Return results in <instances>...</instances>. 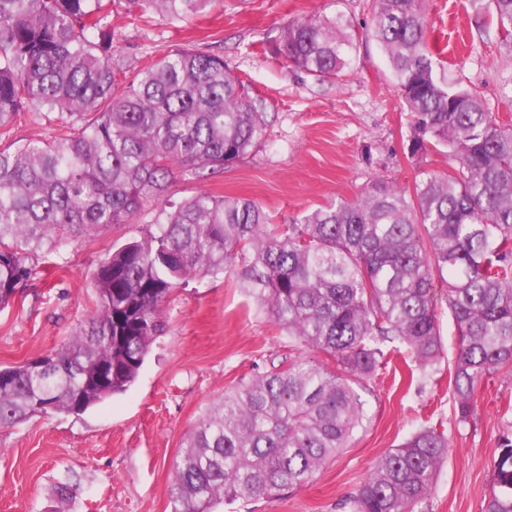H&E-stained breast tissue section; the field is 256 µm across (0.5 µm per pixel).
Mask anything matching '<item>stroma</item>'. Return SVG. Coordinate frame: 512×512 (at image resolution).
Segmentation results:
<instances>
[{
	"instance_id": "35a3bbf8",
	"label": "stroma",
	"mask_w": 512,
	"mask_h": 512,
	"mask_svg": "<svg viewBox=\"0 0 512 512\" xmlns=\"http://www.w3.org/2000/svg\"><path fill=\"white\" fill-rule=\"evenodd\" d=\"M424 10L439 70L512 125V51L500 43L490 0H424ZM339 13L359 34L353 68L343 80L318 81L284 56L281 33L293 20ZM369 22L367 0H224L185 22L118 8L112 53L126 75L179 47L216 54L275 115L257 147L223 173L204 180L175 168L168 199L179 203L204 188L249 198L282 225L305 210L356 199L376 181L408 186L417 168L446 170L436 153L409 154V114L386 58L365 35ZM54 135L40 113L24 112L0 133V148ZM164 220L162 203L148 202L93 241L40 257L42 274L0 311V368L70 341L96 309L98 259ZM434 289L442 344L434 367L416 368L407 349L389 351L387 369L354 386L365 411L361 427L313 481L269 498L227 501L218 512H349L377 458L424 427L443 432L448 454L418 512H482L493 462L504 437L512 438V373L482 384L472 419L458 423L448 388L456 327L446 285L438 281ZM163 317L128 391L79 414L36 416L0 430V512H55L61 483L75 493L70 512H172L177 455L205 409L282 362L322 359L276 326L230 271L179 285Z\"/></svg>"
}]
</instances>
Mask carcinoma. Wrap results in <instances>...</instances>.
<instances>
[{
  "instance_id": "cac0c4a2",
  "label": "carcinoma",
  "mask_w": 512,
  "mask_h": 512,
  "mask_svg": "<svg viewBox=\"0 0 512 512\" xmlns=\"http://www.w3.org/2000/svg\"><path fill=\"white\" fill-rule=\"evenodd\" d=\"M215 0H129L171 21ZM512 49V0H491ZM115 0H0V128L22 112L59 123L52 141L0 148V310L37 274L35 258L89 241L164 200L176 167L215 175L247 155L270 124L224 58L176 48L129 82L112 60ZM370 34L411 118V155L447 154L412 187L377 181L354 201L308 210L283 227L248 198L201 190L94 274L95 314L42 372L0 369V429L39 414L77 413L135 382L163 330L172 290L231 269L273 322L330 362H283L224 392L189 433L170 489L174 512L271 497L308 483L361 426L353 388L387 365L381 343L417 366L440 351L434 280L448 285L458 334L455 413L473 415L482 383L512 370V128L476 93L451 84L426 44L422 0H369ZM282 51L312 78L351 70L356 35L342 14L283 29ZM112 368L105 392L89 385ZM448 440L422 428L381 455L350 512H415L432 492ZM482 512H512V439L494 463Z\"/></svg>"
}]
</instances>
